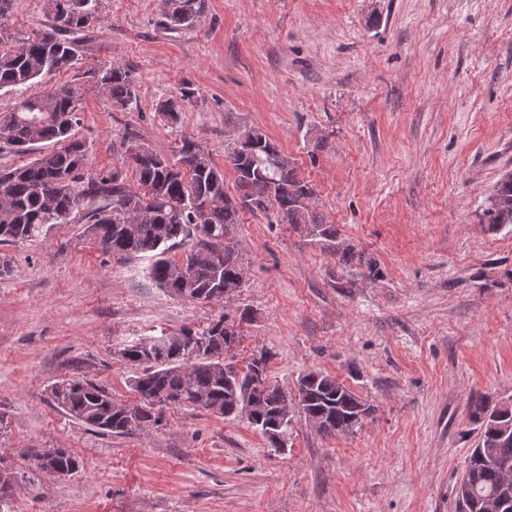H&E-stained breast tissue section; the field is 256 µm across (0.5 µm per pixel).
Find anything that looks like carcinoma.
Segmentation results:
<instances>
[{"label": "carcinoma", "instance_id": "obj_1", "mask_svg": "<svg viewBox=\"0 0 512 512\" xmlns=\"http://www.w3.org/2000/svg\"><path fill=\"white\" fill-rule=\"evenodd\" d=\"M56 25L50 32L17 44L0 28V88L24 86L29 94L0 112V146L20 150L36 142L62 144L34 161L0 173V243H25L43 235L50 224H66L85 200L100 205L91 211L88 231L114 256L149 255L150 279L187 301H220L244 286L243 265L236 245L225 241L242 210L286 224L336 259L345 269L360 266L368 275L380 273L377 262L346 243L335 225L315 206L316 191L299 176L295 162L258 128L242 132L226 153L237 173V194L224 191V173L210 154L183 141L179 163L172 164L152 150L135 145L130 158L137 187L117 174L84 176L85 145L72 131L83 109L81 88L40 89L36 79L73 65L75 51L62 34L88 27L97 20L90 0H46ZM163 24L172 30L195 25L200 0H167ZM96 84L115 108H125L134 95V80L116 65L91 71ZM186 95L169 98L158 111L176 121ZM488 230L496 233L512 224V179L500 180L483 210ZM196 240L181 259L168 251ZM252 320L242 309L237 322L220 317L203 329L186 328L139 339L122 350L127 361L141 367L132 380L137 404L112 399L103 388L83 380L58 383L51 394L73 418L104 432L123 435L159 423L156 408L174 405L204 410L226 419H247L277 451L285 448L293 429L290 406L295 404L310 427L323 437L349 435L362 426L371 407L336 378L310 372L302 376L296 394L272 383L267 372L274 354L262 349L239 369L224 362L238 341L237 323ZM469 422L477 442L454 487L455 512H512V492L501 490L503 470H512V397L469 406ZM58 464L75 473L79 461L63 448H51Z\"/></svg>", "mask_w": 512, "mask_h": 512}]
</instances>
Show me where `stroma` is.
<instances>
[{"label":"stroma","mask_w":512,"mask_h":512,"mask_svg":"<svg viewBox=\"0 0 512 512\" xmlns=\"http://www.w3.org/2000/svg\"><path fill=\"white\" fill-rule=\"evenodd\" d=\"M165 0H95L74 33L77 61L40 77L80 87L74 129L88 174L136 182L129 146L171 162L190 140L236 192L225 150L262 130L315 188L317 209L380 274L341 270L285 224L241 211L230 238L246 284L229 299L181 301L150 257L103 252L84 210L40 239L0 243V462L12 512H454L453 487L477 435L471 400L512 395V226L483 209L512 174V0H202L195 26L162 23ZM15 41L51 31L45 0H12ZM135 80L113 108L88 70ZM190 92L178 122L161 101ZM240 324L226 361L274 354L286 391L310 372L344 381L373 412L325 438L296 416L286 451L246 419L165 406L146 431L105 433L69 417L55 383L85 380L137 402L142 337ZM64 448L78 472L35 459ZM43 454H52L55 456L58 464L66 468L71 474L75 473L79 469V461L75 458L70 452L63 448H51L43 453L37 455V468L40 469L38 465V461ZM42 464L44 467V471L46 473L53 474L57 477H66L70 473L65 469H59L55 466V463L52 461L50 457H45L42 459ZM41 470V469H40Z\"/></svg>","instance_id":"1"}]
</instances>
